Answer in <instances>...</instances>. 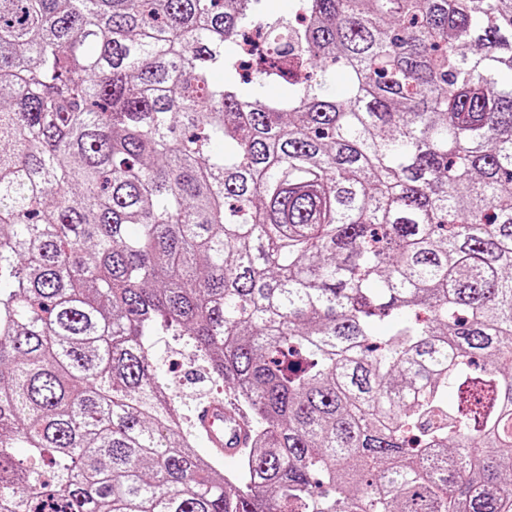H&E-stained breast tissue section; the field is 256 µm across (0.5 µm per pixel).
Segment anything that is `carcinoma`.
<instances>
[{
  "label": "carcinoma",
  "instance_id": "carcinoma-1",
  "mask_svg": "<svg viewBox=\"0 0 512 512\" xmlns=\"http://www.w3.org/2000/svg\"><path fill=\"white\" fill-rule=\"evenodd\" d=\"M291 4L0 0V512H512V0ZM151 356L159 376L169 383L175 395V416L183 428L193 433L191 421L195 408V430L211 456L219 459L225 473H234L239 467L238 448H244L252 438L251 427L237 405L224 398L235 399L233 388L224 382H213L207 372L199 370L186 337L161 333L151 336ZM202 374H201V373ZM204 376V378H202ZM221 396L223 399H208ZM194 448L204 457L209 456L194 435Z\"/></svg>",
  "mask_w": 512,
  "mask_h": 512
}]
</instances>
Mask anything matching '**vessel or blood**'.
<instances>
[{
	"instance_id": "1",
	"label": "vessel or blood",
	"mask_w": 512,
	"mask_h": 512,
	"mask_svg": "<svg viewBox=\"0 0 512 512\" xmlns=\"http://www.w3.org/2000/svg\"><path fill=\"white\" fill-rule=\"evenodd\" d=\"M195 430L211 456L236 458L239 448L249 444L252 434L237 405L223 399L201 401L195 408Z\"/></svg>"
}]
</instances>
